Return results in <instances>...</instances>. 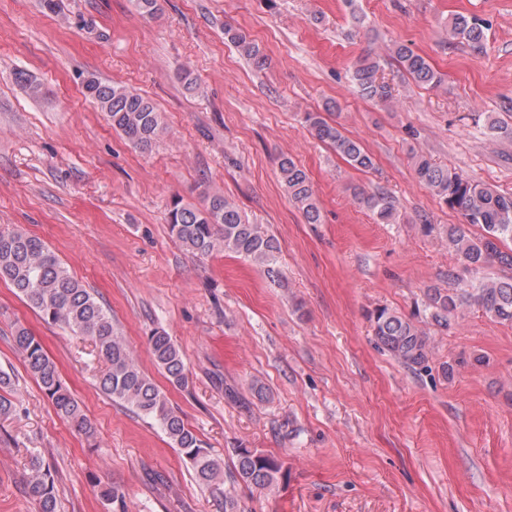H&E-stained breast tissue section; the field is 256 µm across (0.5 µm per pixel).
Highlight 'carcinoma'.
<instances>
[{
	"label": "carcinoma",
	"instance_id": "obj_1",
	"mask_svg": "<svg viewBox=\"0 0 512 512\" xmlns=\"http://www.w3.org/2000/svg\"><path fill=\"white\" fill-rule=\"evenodd\" d=\"M448 29L451 35L474 48L480 49L485 43L487 24L478 16L457 14L450 19ZM224 38L256 66L263 64L260 47L244 32L226 24ZM392 53L416 85L441 83L440 75L429 62L409 46L395 42ZM352 81L364 99L386 101L391 96V89L382 76L380 58L371 54L355 62ZM84 94L98 105L112 129L134 147L142 150L152 147L162 126V116L151 99L124 85L106 84L95 77L87 80ZM304 122L316 139L332 148L354 169L363 171L373 167L372 155L338 124L328 122L319 112L304 113ZM412 159L418 180L448 208L460 214L465 223L477 225L484 231L478 237H471L462 225H448V242L455 248L460 263L456 277L461 280L468 275L474 277L495 262L512 267V252H503L499 247L505 240L512 241V194L506 195L469 180L424 154L415 153ZM278 167L288 197L302 212L305 222L320 223V208L305 170L287 157L279 161ZM202 197L200 207L185 203L180 197L171 201L169 230L181 246L197 257L207 256L221 246L227 253L264 267L269 274L278 273L280 248L275 238L262 225L246 220L223 194L205 190ZM359 200L377 220L388 224L393 219L394 205L387 193L362 191ZM0 280L9 282L19 297L45 321L89 338L105 363V369L97 377L99 389L112 400L125 403L134 412L154 421L190 462L198 484L215 489L224 485V512H240L236 488H267L282 476L281 460L246 447L235 450L233 469L223 472L207 444L185 424L180 412L140 369L118 335L109 310L73 279L40 238L17 230L0 231ZM426 298L429 318L443 328L449 326V316L454 311L472 304L498 322L512 324V278L481 280L471 288L456 291L430 287ZM370 320L378 344L396 359L408 366L425 362L428 336L412 320L385 307L372 311ZM11 336L15 351L56 414L75 429L93 433L91 421L63 384L56 365L45 354L39 340L18 324L14 325ZM147 343L156 366L168 381L179 387L186 385L187 367L171 337L156 331L148 337ZM29 462L34 475L28 484V496L38 505V512H57L54 479L42 468L38 449H29Z\"/></svg>",
	"mask_w": 512,
	"mask_h": 512
}]
</instances>
